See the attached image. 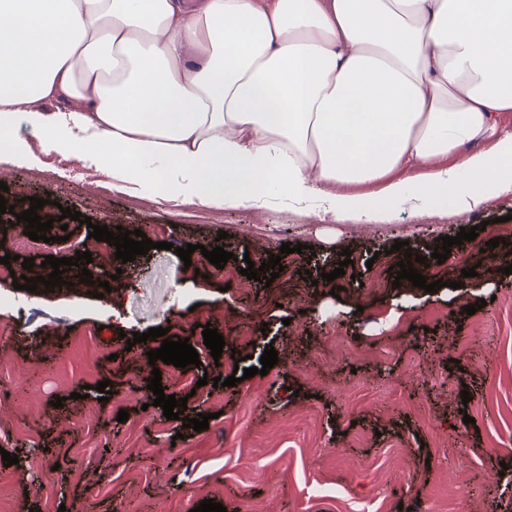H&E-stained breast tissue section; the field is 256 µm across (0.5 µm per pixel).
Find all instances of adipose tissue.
Here are the masks:
<instances>
[{
    "label": "adipose tissue",
    "instance_id": "obj_1",
    "mask_svg": "<svg viewBox=\"0 0 512 512\" xmlns=\"http://www.w3.org/2000/svg\"><path fill=\"white\" fill-rule=\"evenodd\" d=\"M501 112L512 0H0L7 161L33 158L10 137L22 115L159 202L252 207L278 187L359 224L408 196L471 210L512 192Z\"/></svg>",
    "mask_w": 512,
    "mask_h": 512
}]
</instances>
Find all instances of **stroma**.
<instances>
[{
    "label": "stroma",
    "instance_id": "1",
    "mask_svg": "<svg viewBox=\"0 0 512 512\" xmlns=\"http://www.w3.org/2000/svg\"><path fill=\"white\" fill-rule=\"evenodd\" d=\"M12 137L37 165L0 162L8 204L45 197L42 219L68 208L156 243L125 264L94 253L93 268L113 277L102 299L85 284L28 292L0 277V447L18 457L0 465V498L12 512H193L205 499L226 512H512V482L499 476L512 468V275L502 272L512 193L470 211L399 205L378 224L332 220L319 200L279 189L250 208L164 204L104 175L103 194H88L86 167L42 150L25 119ZM479 224L444 263L428 258L437 238ZM496 237L501 246L487 250ZM398 240L427 257L425 278L444 288L394 286ZM288 242L303 252L281 254ZM189 243L186 264L176 250ZM218 246L234 255L221 269L203 255ZM273 254L284 270L271 285L241 275ZM338 267L344 276L324 281ZM206 323L225 338L220 359L195 330ZM155 327L197 350L199 365L157 369L165 394L186 398V417L210 415L208 429L183 428L154 405L147 353L160 343L126 337ZM270 345L278 363L268 374L199 385L231 376L239 359L259 366ZM85 385L88 397L74 399Z\"/></svg>",
    "mask_w": 512,
    "mask_h": 512
}]
</instances>
